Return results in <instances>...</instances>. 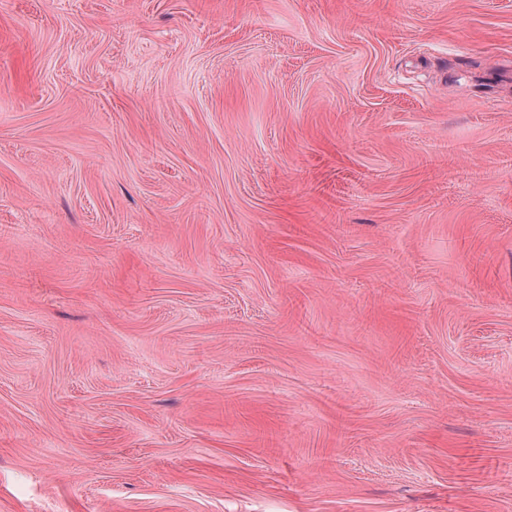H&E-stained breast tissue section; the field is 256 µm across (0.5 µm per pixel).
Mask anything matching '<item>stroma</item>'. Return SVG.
Listing matches in <instances>:
<instances>
[{
    "label": "stroma",
    "instance_id": "stroma-1",
    "mask_svg": "<svg viewBox=\"0 0 512 512\" xmlns=\"http://www.w3.org/2000/svg\"><path fill=\"white\" fill-rule=\"evenodd\" d=\"M0 512H512V0H0Z\"/></svg>",
    "mask_w": 512,
    "mask_h": 512
}]
</instances>
